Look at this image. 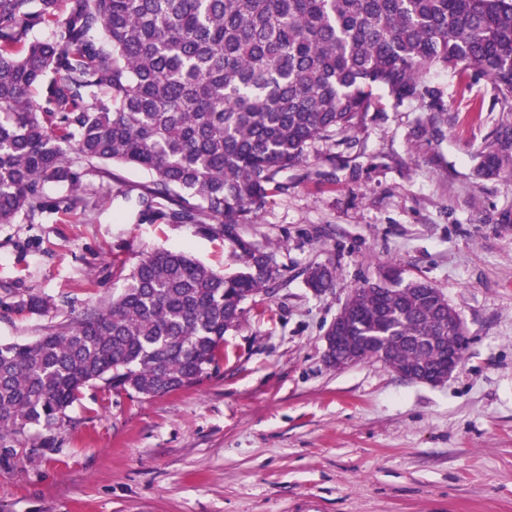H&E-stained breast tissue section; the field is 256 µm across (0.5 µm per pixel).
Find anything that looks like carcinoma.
I'll use <instances>...</instances> for the list:
<instances>
[{"label":"carcinoma","instance_id":"obj_1","mask_svg":"<svg viewBox=\"0 0 512 512\" xmlns=\"http://www.w3.org/2000/svg\"><path fill=\"white\" fill-rule=\"evenodd\" d=\"M432 69L494 82L505 112L475 175H512V0H0V224L46 212L47 182L77 189L127 165L152 174L139 218L197 224L239 261L221 274L156 251L107 305L0 344V445L61 422L87 386L151 397L207 377L244 301L280 277L239 225L288 190L280 176L308 147L360 128L374 90L414 98ZM305 282L325 293L335 273L310 267ZM442 299L395 276L354 289L346 358L445 373L464 326Z\"/></svg>","mask_w":512,"mask_h":512}]
</instances>
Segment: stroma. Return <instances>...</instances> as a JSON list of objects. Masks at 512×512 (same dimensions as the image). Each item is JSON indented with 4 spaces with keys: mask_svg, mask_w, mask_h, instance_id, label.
Wrapping results in <instances>:
<instances>
[{
    "mask_svg": "<svg viewBox=\"0 0 512 512\" xmlns=\"http://www.w3.org/2000/svg\"><path fill=\"white\" fill-rule=\"evenodd\" d=\"M424 84L401 102L377 92L361 129L309 148L240 225L280 278L244 302L209 376L151 398L85 388L62 424L0 448V512H512V176L474 173L503 109L485 76ZM115 172L85 178L92 215L0 224V343L111 302L120 267L157 250L237 268L197 225L140 220L122 193L150 173ZM318 264L336 272L323 294L303 275ZM387 270L431 283L464 324L465 361L440 385L323 360L347 296Z\"/></svg>",
    "mask_w": 512,
    "mask_h": 512,
    "instance_id": "obj_1",
    "label": "stroma"
}]
</instances>
